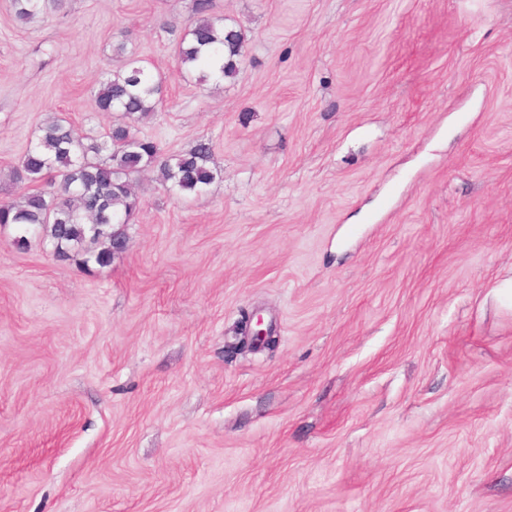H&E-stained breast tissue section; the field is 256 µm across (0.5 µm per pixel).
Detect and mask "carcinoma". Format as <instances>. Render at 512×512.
I'll list each match as a JSON object with an SVG mask.
<instances>
[{
  "instance_id": "carcinoma-1",
  "label": "carcinoma",
  "mask_w": 512,
  "mask_h": 512,
  "mask_svg": "<svg viewBox=\"0 0 512 512\" xmlns=\"http://www.w3.org/2000/svg\"><path fill=\"white\" fill-rule=\"evenodd\" d=\"M12 7L18 20L33 22L61 11L64 0H12ZM193 12L177 45L179 68L202 63L207 51L223 58L221 78L233 76L244 35L224 25L214 0H194ZM162 88L161 79L128 55L123 69L107 76L92 98L94 111L122 116L102 137L77 136L62 117L46 120L14 172L23 200L0 202V226H14L21 244L37 234L50 242L55 256L67 258L77 248L83 263L103 267L125 246L123 233L112 225L129 223L140 206L135 176L155 171L163 189L177 196L204 193L219 176L210 166L211 140L200 139L189 151L166 158L139 136L137 124L162 105Z\"/></svg>"
}]
</instances>
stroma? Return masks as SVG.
I'll return each instance as SVG.
<instances>
[{
    "label": "stroma",
    "mask_w": 512,
    "mask_h": 512,
    "mask_svg": "<svg viewBox=\"0 0 512 512\" xmlns=\"http://www.w3.org/2000/svg\"><path fill=\"white\" fill-rule=\"evenodd\" d=\"M192 8L0 0V201L49 116L111 123L124 30L141 136L221 173L137 176L104 267L0 227V512H512V0H215L245 42L202 84ZM64 0H12L15 16L23 22L43 20L64 8Z\"/></svg>",
    "instance_id": "obj_1"
}]
</instances>
